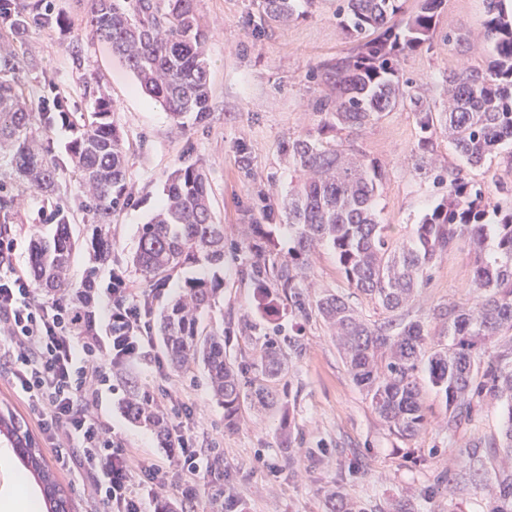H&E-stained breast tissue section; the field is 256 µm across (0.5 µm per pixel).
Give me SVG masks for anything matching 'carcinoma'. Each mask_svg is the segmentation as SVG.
Returning <instances> with one entry per match:
<instances>
[{
	"instance_id": "1",
	"label": "carcinoma",
	"mask_w": 512,
	"mask_h": 512,
	"mask_svg": "<svg viewBox=\"0 0 512 512\" xmlns=\"http://www.w3.org/2000/svg\"><path fill=\"white\" fill-rule=\"evenodd\" d=\"M84 2L85 31L122 57L143 93L180 125L207 115L210 72L196 0ZM296 2L263 0V5L272 21L283 24L296 16ZM346 2V28L356 52L313 69V78L330 89L316 105L324 120L317 136L288 140V167L300 173L283 203L291 245L280 255L273 225H247L246 238L237 244L250 254L244 276L261 315H277L284 301L296 319L314 317L327 325L372 411L398 437L414 438L428 426L418 379L423 365L431 385L445 396L448 428L472 413L476 396L500 404L505 410L501 462L509 464L512 346L487 361L484 356L498 336L512 333V206L494 205V220L488 222L484 191L466 181L461 170L439 165L434 136L442 130L459 157L474 168L500 146L512 144V9L506 0H486L477 49L489 52L491 64L484 71L465 63L450 71L443 109L435 112L415 86L395 76L399 42L392 38V26L401 13L400 0ZM442 2L422 0L419 11L405 21V47L430 39ZM24 13H0V26L13 31L44 24L42 0L26 5ZM399 106L410 108L418 129L416 169L445 188L402 242L394 239L392 225L379 221L382 164L342 137ZM113 115L112 101L104 96L77 119L62 103L53 114L35 115L17 86L0 81V151L11 157L15 179L55 193L64 169L50 148L40 146V136L54 118L73 131L67 152L86 192L82 208L92 212V233L82 241L73 237L68 211L57 208L53 236L33 238L28 274L38 290L68 299L84 319L92 311L94 284L88 280L72 286L73 252L85 248L93 263L110 258L112 212L126 195L127 153ZM460 240L469 245L476 300L433 308L431 319L448 334V344L433 346L429 324L406 321L399 312L414 303L438 257ZM324 245L335 251L348 286L375 301L390 319L373 324L344 296L312 290L310 260ZM193 264L208 265L212 273L185 278L176 296L154 315L153 326L171 368L202 367L209 390L224 407V427L232 429L246 402L265 410L281 408L273 385L285 371L287 354H300L302 343L296 336L267 337L259 360L250 364L253 377L245 382L243 368L224 354V325L203 323L224 285V225L214 222L203 170L187 165L169 175L160 210L139 229L132 265L149 286L143 300L152 303L155 289ZM124 410L132 421L166 434L163 415L148 399L134 394ZM23 436L16 416L0 410V437L20 449L24 469L41 488L45 512H63L45 459L23 445ZM489 512H512V474L499 481Z\"/></svg>"
}]
</instances>
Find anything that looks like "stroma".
<instances>
[{
  "instance_id": "stroma-1",
  "label": "stroma",
  "mask_w": 512,
  "mask_h": 512,
  "mask_svg": "<svg viewBox=\"0 0 512 512\" xmlns=\"http://www.w3.org/2000/svg\"><path fill=\"white\" fill-rule=\"evenodd\" d=\"M52 4L62 26H30L20 41L18 68L0 63V81L18 84L33 107L57 94L71 112L92 111L103 94L114 104V121L127 148L128 189L126 202L112 216V257L93 269L79 249L69 270L73 284L93 279L96 316H103L110 301L107 288L113 275H122L136 291L145 290L128 260L141 224L160 207L164 180L176 167L192 164L206 173L214 218L223 224L228 242L240 241L247 224L279 225V240L287 242L282 203L291 173L283 148L288 140L315 132L321 120L313 104L327 89L312 79V69L354 46L337 14L340 0H315L310 8L299 5V18L285 25L264 20L259 0H196L210 61V114L182 129L137 89L132 73L109 45L81 35L83 0ZM484 15L485 0H443L430 41L399 55L400 78L416 81L434 111L442 109L449 70L463 63L486 67L488 54L467 48ZM448 33L463 35L465 44L445 41ZM417 138L414 116L402 107L354 137L356 145L386 168L377 210L381 223L393 225L400 240L410 236L441 195L414 170ZM435 146L443 164L462 169L478 186L488 187L494 180L512 185V145L479 168L465 166L446 136L437 135ZM0 182L17 200L8 224L17 240L16 264L24 270L31 226L39 224L38 210L47 196L14 180L5 158H0ZM248 260L244 252L225 253L224 292L205 318L223 324L224 349L239 365L259 355L272 327L286 335L299 333L302 352L288 357L277 383L292 420V450L281 446L279 412L245 407L236 427L225 429L224 408L212 399L200 369L169 374L191 409L189 426L199 437L221 441L224 467L232 477L228 490L241 497L247 512H328L334 493L357 501L365 512H392L398 503L406 512H483L487 489L501 469V409L481 401L470 417L449 428L445 401L425 380L421 386L428 428L410 440L396 437L372 412L335 337L321 321L295 320L284 311L271 321L256 313L253 287L240 275ZM310 278L317 289L344 295L368 321H386L383 309L349 288L331 249L315 252ZM472 278L467 246L449 250L437 259L404 318L424 320L435 306L471 298ZM122 380V391L104 402L102 418L137 459L165 460L157 432L132 422L123 411L132 393L157 390L149 358L129 366Z\"/></svg>"
}]
</instances>
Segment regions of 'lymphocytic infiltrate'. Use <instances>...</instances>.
<instances>
[{
  "label": "lymphocytic infiltrate",
  "instance_id": "lymphocytic-infiltrate-1",
  "mask_svg": "<svg viewBox=\"0 0 512 512\" xmlns=\"http://www.w3.org/2000/svg\"><path fill=\"white\" fill-rule=\"evenodd\" d=\"M16 241L0 234V367L15 395L29 408L56 465L92 482L104 512H146L166 495L186 504L212 487L219 512H242L243 502L218 490L224 454L202 447L174 407L164 445L165 463L136 462L124 440L114 437L97 409L112 389L115 370L129 366L153 346L151 316L134 289L111 288L104 314L109 333L82 336L76 315L63 299L41 301L13 262Z\"/></svg>",
  "mask_w": 512,
  "mask_h": 512
}]
</instances>
